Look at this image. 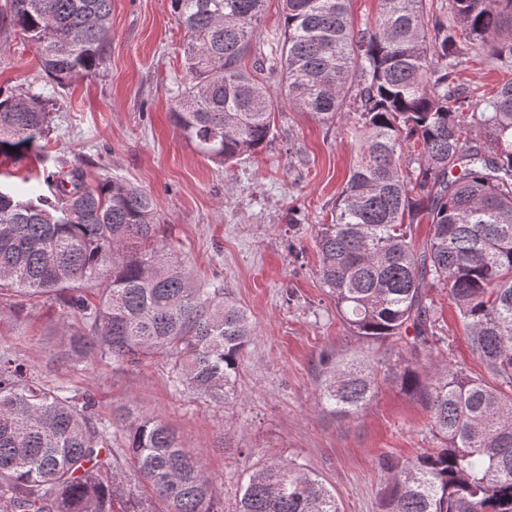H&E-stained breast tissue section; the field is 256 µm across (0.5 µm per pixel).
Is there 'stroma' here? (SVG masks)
<instances>
[{
  "label": "stroma",
  "instance_id": "stroma-1",
  "mask_svg": "<svg viewBox=\"0 0 512 512\" xmlns=\"http://www.w3.org/2000/svg\"><path fill=\"white\" fill-rule=\"evenodd\" d=\"M280 0H268L245 66L280 49ZM184 32L170 0H112V30L98 73L60 89L46 160L0 158V182L21 185L43 171L83 168L90 179H123L150 192L165 228L161 246L194 277L223 283L253 323L241 358L238 395L217 406L190 392L173 393L168 365L154 358L137 367L87 356L68 357L79 315L34 298L20 312L0 302V349L26 362L41 380L93 394L102 417L124 408L157 417L198 455L212 478L218 512H235L254 466L297 460L336 489L343 512H384L386 476L378 459L403 463L436 447L429 415L399 387L380 381L354 418L331 414L317 401L324 356L347 357L364 347L336 312L319 275L313 227L330 223L357 145L342 123L321 124L289 105L279 74L273 136L257 153L228 165L201 155L173 128L176 80L183 74ZM455 82L492 94L512 79L491 57L460 56ZM33 45L0 25V91L42 85ZM447 351L482 374L470 353L448 288L428 289Z\"/></svg>",
  "mask_w": 512,
  "mask_h": 512
}]
</instances>
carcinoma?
Segmentation results:
<instances>
[{"instance_id": "obj_1", "label": "carcinoma", "mask_w": 512, "mask_h": 512, "mask_svg": "<svg viewBox=\"0 0 512 512\" xmlns=\"http://www.w3.org/2000/svg\"><path fill=\"white\" fill-rule=\"evenodd\" d=\"M185 32V81L169 113L216 164L256 153L272 135L281 72L288 102L322 123L344 118L354 92L358 148L330 224L317 225L320 277L347 329L409 356L327 364L321 399L352 417L373 400L378 372L430 416L438 447L388 475L385 512H512V80L472 99L454 82L462 50L512 60V0H448L453 21L425 23L423 0H382L354 30L350 0H282L280 55L242 60L266 0H170ZM0 22L35 45L48 81L0 92V156L41 150L57 89L95 72L112 0H5ZM419 145L418 173L402 168ZM428 215L432 234L413 240ZM154 197L118 179L88 184L81 168L22 189L0 187V296L43 298L84 327L73 357L138 366L161 355L169 384L215 405L236 391L252 324L224 287L199 281L165 249ZM448 285L468 348L488 377L448 361L427 288ZM94 395L48 384L0 350V512H217L213 483L176 432L120 410L106 421ZM118 423L125 442L112 447ZM126 466L129 484L114 470ZM237 512H342L336 489L296 461L255 469Z\"/></svg>"}]
</instances>
